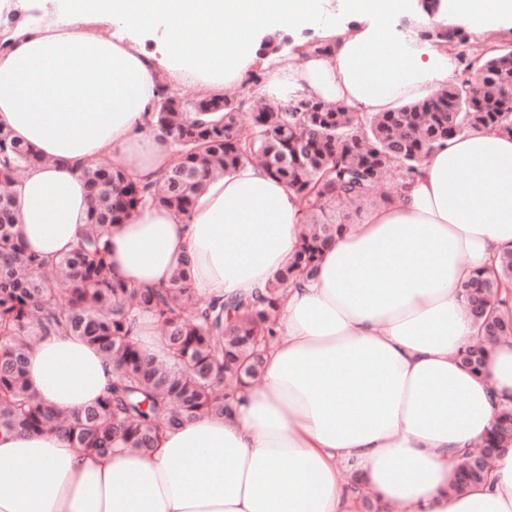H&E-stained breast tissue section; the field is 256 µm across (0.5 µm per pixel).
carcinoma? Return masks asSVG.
<instances>
[{
    "label": "carcinoma",
    "instance_id": "cac0c4a2",
    "mask_svg": "<svg viewBox=\"0 0 512 512\" xmlns=\"http://www.w3.org/2000/svg\"><path fill=\"white\" fill-rule=\"evenodd\" d=\"M419 35L452 46L461 30L431 19ZM152 119L155 129L171 137V167L147 183L133 181L116 163L86 168L88 230L49 267L21 246L9 192L42 158L0 127V431H55L92 453L111 451L112 436L120 433L130 448L147 455L160 431L187 418L230 413L236 388L259 375L276 337L275 310L288 287L314 274L321 252L345 226L336 220L335 206L385 199L383 185L411 179L427 154L458 134L512 131V46L497 47L477 66L464 65L444 90L392 112L360 114L304 98L268 106L254 95L189 103L163 88ZM245 161L285 181L304 204L299 247L267 295L207 302L183 268L167 288H134L112 278L105 252L112 225L147 205L187 217L216 170L227 174ZM511 281L512 250L464 284L483 340L480 354L470 348L460 354L474 374L482 373L488 347L512 335V322L496 308ZM62 284L67 294L59 301ZM141 312L153 314L161 326L167 358H149L131 340ZM57 331L80 337L114 366L105 397L71 417L45 405L25 378L30 347ZM481 447L494 454L512 448L511 405L497 414ZM484 475L465 452L449 490L460 493Z\"/></svg>",
    "mask_w": 512,
    "mask_h": 512
}]
</instances>
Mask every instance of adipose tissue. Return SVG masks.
Listing matches in <instances>:
<instances>
[{"mask_svg":"<svg viewBox=\"0 0 512 512\" xmlns=\"http://www.w3.org/2000/svg\"><path fill=\"white\" fill-rule=\"evenodd\" d=\"M403 0H62L9 29L0 52V126L42 161L11 186L27 252L69 253L91 208L84 171L118 159L154 180L172 160L150 112L161 83L192 79L203 96L243 81L261 28L323 24L326 52L305 49L266 87L355 113L390 112L455 74L447 46L387 34ZM238 18L239 33L224 26ZM358 14L362 23L349 25ZM440 17L480 32L512 28V0H441ZM209 37L193 41L191 26ZM161 31L147 57L134 35ZM303 231L293 189L244 162L211 178L190 216L145 207L108 235L114 278L170 286L188 266L207 300L249 298L285 267ZM512 249V133L470 131L429 153L396 202L375 207L290 286L257 381L230 417H196L160 433L151 454L113 436L84 453L51 432H0V512H512V451L487 480L449 492L458 453L474 449L512 404V336L482 375L459 361L476 330L463 285ZM110 361L66 333L28 352V386L73 414L101 400ZM359 484H350V476Z\"/></svg>","mask_w":512,"mask_h":512,"instance_id":"ef3b65f1","label":"adipose tissue"}]
</instances>
